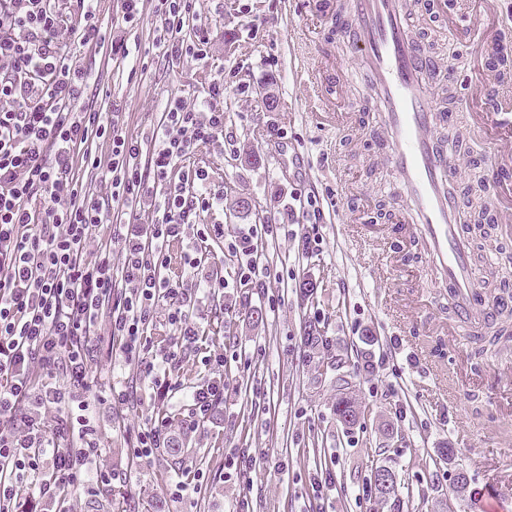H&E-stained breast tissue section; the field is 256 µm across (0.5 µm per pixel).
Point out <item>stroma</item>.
<instances>
[{"label":"stroma","mask_w":512,"mask_h":512,"mask_svg":"<svg viewBox=\"0 0 512 512\" xmlns=\"http://www.w3.org/2000/svg\"><path fill=\"white\" fill-rule=\"evenodd\" d=\"M472 17L460 41L488 40L512 54V0H460ZM337 0H197L209 26L206 64L168 67L155 46L158 21L146 11L123 31L131 72L107 65L104 52H84L97 80L94 101L122 100L129 133L148 127L168 97L203 99L224 76L228 120L223 146L199 151L211 180L224 191L223 209L206 218L225 235L242 225L274 223L293 211L306 223L307 197L320 207L322 252H305L295 235L260 239L270 273L267 294L239 284L200 308L197 321L209 350L225 354L224 408L204 430L181 435L184 449L161 448L132 459L110 408L96 425L117 478L111 494L80 492L73 512H226L250 486L254 512H394L374 488L377 468H390L411 512H512V338L482 344L448 308L424 246L397 223L392 178L378 165L381 139L354 94L360 73L341 45L332 13ZM449 0L417 7L413 24L427 53L448 58ZM448 88L442 110L464 132L459 199L468 203L474 175L483 197L511 189L490 173L488 130H469L472 115L512 96V71L487 69L473 58L456 75L439 71ZM246 197L252 210L236 207ZM490 237L471 241L476 266H495L489 288L512 284V209H494ZM385 364H378V357ZM133 391L129 425L157 416L184 417L181 395L153 399L134 373L114 376ZM360 414L343 426L334 414L340 394ZM403 412H396V405ZM319 444L334 483L314 494L307 451ZM275 456L242 484L230 475L236 449ZM204 474L200 491L166 493L173 480ZM464 492H455L457 474Z\"/></svg>","instance_id":"stroma-1"}]
</instances>
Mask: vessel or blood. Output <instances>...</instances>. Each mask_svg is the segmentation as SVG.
<instances>
[{"label":"vessel or blood","instance_id":"1","mask_svg":"<svg viewBox=\"0 0 512 512\" xmlns=\"http://www.w3.org/2000/svg\"><path fill=\"white\" fill-rule=\"evenodd\" d=\"M411 6L344 0L336 25L366 79L363 103L382 133L381 165L394 179L401 221L423 242L449 306L467 325L479 321L485 301L459 205V159L436 137L447 116L436 106L434 63L414 35Z\"/></svg>","mask_w":512,"mask_h":512}]
</instances>
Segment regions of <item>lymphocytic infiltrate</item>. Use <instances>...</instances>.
Listing matches in <instances>:
<instances>
[{
	"label": "lymphocytic infiltrate",
	"instance_id": "obj_1",
	"mask_svg": "<svg viewBox=\"0 0 512 512\" xmlns=\"http://www.w3.org/2000/svg\"><path fill=\"white\" fill-rule=\"evenodd\" d=\"M119 2L107 22L102 0H80L71 25L60 0H0V512H19L21 497L33 494L54 512H71L74 490L111 492L113 472L99 463V432L85 415L93 365L121 360L165 400L179 354L198 347L199 308L233 279L267 286L254 241L277 235L279 225L228 237L223 225L200 221L224 203L194 161L224 138L223 78L193 106L168 98L147 135L129 133L117 101L87 103L91 76L73 49H108L114 69H124L127 46L112 31L143 21L146 0ZM155 14L168 64L206 60L208 28L195 0H157ZM103 145L106 161L97 155ZM104 227L119 252L101 243ZM189 233L223 242L239 261L233 279L191 252L171 272L169 248ZM161 307L162 346L151 336ZM202 362L216 377L187 391L180 426L162 417L125 427L133 458L173 447L176 429L197 432L222 411L225 358ZM72 402L79 415L63 417Z\"/></svg>",
	"mask_w": 512,
	"mask_h": 512
}]
</instances>
